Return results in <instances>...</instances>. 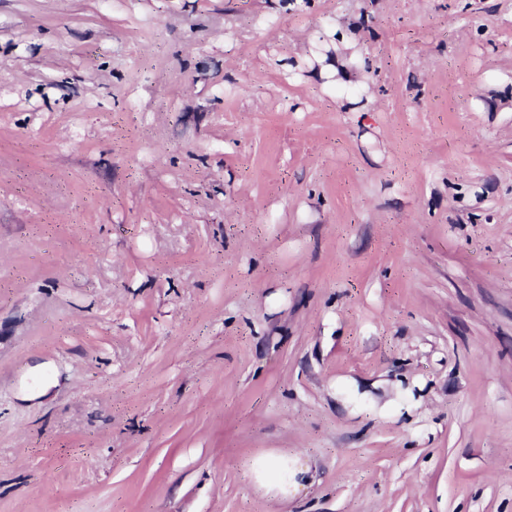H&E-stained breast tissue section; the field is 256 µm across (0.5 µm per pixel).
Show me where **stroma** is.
I'll list each match as a JSON object with an SVG mask.
<instances>
[{
	"label": "stroma",
	"mask_w": 512,
	"mask_h": 512,
	"mask_svg": "<svg viewBox=\"0 0 512 512\" xmlns=\"http://www.w3.org/2000/svg\"><path fill=\"white\" fill-rule=\"evenodd\" d=\"M289 2L0 0V512H512V0ZM370 63L371 60L362 55L351 56L348 59L337 57L336 65L330 63L320 69V79L335 77L336 90H340L338 104L345 108L346 112H375L383 106V102L376 97L365 95L359 79L361 74L366 73ZM247 467L253 486L273 498L294 497L314 478L308 460L288 452L254 458Z\"/></svg>",
	"instance_id": "1"
}]
</instances>
